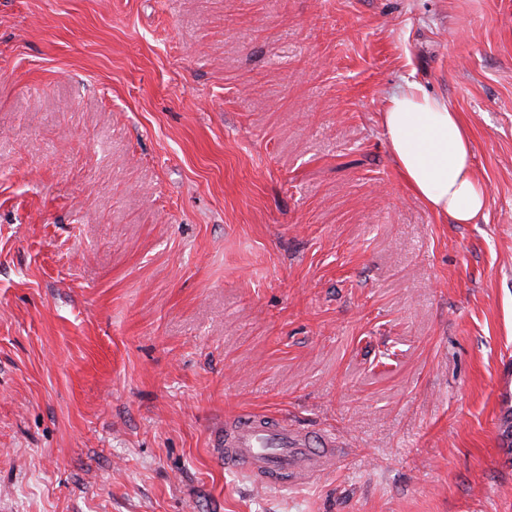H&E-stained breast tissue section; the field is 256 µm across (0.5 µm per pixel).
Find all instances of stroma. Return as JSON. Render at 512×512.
Listing matches in <instances>:
<instances>
[{"instance_id": "obj_1", "label": "stroma", "mask_w": 512, "mask_h": 512, "mask_svg": "<svg viewBox=\"0 0 512 512\" xmlns=\"http://www.w3.org/2000/svg\"><path fill=\"white\" fill-rule=\"evenodd\" d=\"M415 81L488 204L380 114ZM512 0H0V512H512ZM240 413L336 470L226 471ZM381 124L411 191L450 224H474L487 206L469 131L448 100L407 82L387 100Z\"/></svg>"}]
</instances>
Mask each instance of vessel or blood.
Instances as JSON below:
<instances>
[{
	"label": "vessel or blood",
	"mask_w": 512,
	"mask_h": 512,
	"mask_svg": "<svg viewBox=\"0 0 512 512\" xmlns=\"http://www.w3.org/2000/svg\"><path fill=\"white\" fill-rule=\"evenodd\" d=\"M224 466L271 480L291 474L309 481L335 470V443L326 434H303L263 416L238 415L224 436Z\"/></svg>",
	"instance_id": "1"
}]
</instances>
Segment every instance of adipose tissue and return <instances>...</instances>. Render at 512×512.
Masks as SVG:
<instances>
[{"instance_id": "1", "label": "adipose tissue", "mask_w": 512, "mask_h": 512, "mask_svg": "<svg viewBox=\"0 0 512 512\" xmlns=\"http://www.w3.org/2000/svg\"><path fill=\"white\" fill-rule=\"evenodd\" d=\"M390 153L411 191L438 217L472 224L487 206L473 167L469 131L444 98L410 82L381 114Z\"/></svg>"}]
</instances>
